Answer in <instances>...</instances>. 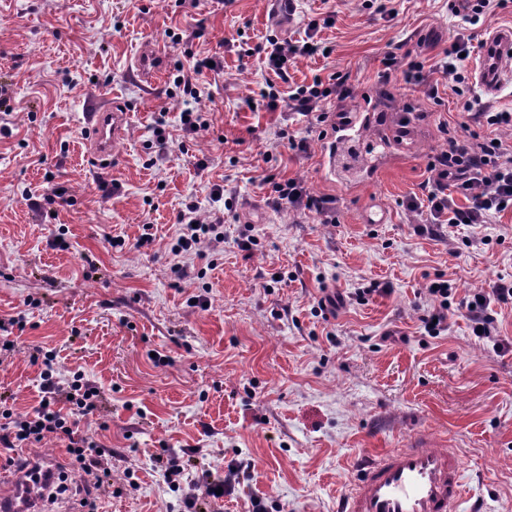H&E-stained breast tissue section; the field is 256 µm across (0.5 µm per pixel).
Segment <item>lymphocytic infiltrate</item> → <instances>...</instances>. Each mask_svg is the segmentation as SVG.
Masks as SVG:
<instances>
[{"instance_id": "lymphocytic-infiltrate-1", "label": "lymphocytic infiltrate", "mask_w": 512, "mask_h": 512, "mask_svg": "<svg viewBox=\"0 0 512 512\" xmlns=\"http://www.w3.org/2000/svg\"><path fill=\"white\" fill-rule=\"evenodd\" d=\"M491 7L492 0H448V8L458 18L459 25L436 67L448 75L455 94L466 104L472 101L473 87L460 62L463 55L471 53L473 30ZM319 27V22L313 20L307 25L305 40L291 42L271 34L265 44L253 48L254 53L264 54L268 69L276 76L275 81L266 82L260 88L253 102L254 108L294 112L310 119L306 135L297 136L284 128L277 133L279 139L285 140L288 149L297 154L308 152L310 134H317L321 139L327 137L333 127L331 104L343 102L352 95L350 77L341 72L326 79L314 77L312 82L289 88L285 93L275 86L276 80H287L290 65L300 57L321 51L322 46L315 39ZM382 65L384 83H391L398 75L427 99L437 100L438 86L431 81L426 59L419 48L401 54L387 52ZM208 68L204 58L189 65L180 61L174 64L170 92L182 100L180 120L185 131L191 133L206 127L197 105L200 101L198 78ZM426 172L420 195L411 196L404 202L406 209L423 210L429 216L427 223L418 225L419 233H434L436 224L443 218L452 224L478 228L492 215L512 210L511 143L497 142L493 137L476 132L466 138L449 133L447 150L428 159ZM262 182L269 187L268 199L273 207L314 214L325 223H335L336 198L313 195L299 179L278 173L265 175ZM460 196L465 198V205H457L456 199ZM197 210V204L190 202L177 215L180 234L171 252L177 258L173 270L181 277L188 276L191 270L186 255H202L204 248L216 249L224 242L223 215L216 213L210 220L203 221L197 219ZM428 293L434 298L435 306L430 316L423 319L424 329L428 335L437 336L448 328V310L454 305L450 302L452 288L447 281H435L430 284ZM494 302H512V279L499 280L488 292H472L454 306L463 310L474 336L496 343L500 336L496 319L489 311ZM41 363V401L33 413L24 416L8 409L0 411V447L26 448L52 436L64 437L68 441L65 453L71 466L80 470L85 480L96 488L109 491L112 487L111 453L94 437L72 429L74 420L97 410L98 389L77 380L62 383L55 374L51 354H43Z\"/></svg>"}]
</instances>
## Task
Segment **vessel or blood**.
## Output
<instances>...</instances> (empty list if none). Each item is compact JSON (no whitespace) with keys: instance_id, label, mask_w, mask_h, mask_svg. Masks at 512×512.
<instances>
[{"instance_id":"b4317fda","label":"vessel or blood","mask_w":512,"mask_h":512,"mask_svg":"<svg viewBox=\"0 0 512 512\" xmlns=\"http://www.w3.org/2000/svg\"><path fill=\"white\" fill-rule=\"evenodd\" d=\"M475 80L485 96H498L512 83V27L489 33L474 68ZM87 143L95 158L108 160L112 146L130 115L118 103L94 101L85 107ZM357 134L355 122L338 125L331 147L322 152L319 166L332 171L339 151ZM54 465L34 461L10 473L9 486L0 491V512H34L54 474ZM465 495L460 456L445 439L427 433L414 435L402 448L363 460L351 491L338 512H452Z\"/></svg>"}]
</instances>
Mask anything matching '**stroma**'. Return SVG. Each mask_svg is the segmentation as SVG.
Returning <instances> with one entry per match:
<instances>
[{
	"instance_id": "35a3bbf8",
	"label": "stroma",
	"mask_w": 512,
	"mask_h": 512,
	"mask_svg": "<svg viewBox=\"0 0 512 512\" xmlns=\"http://www.w3.org/2000/svg\"><path fill=\"white\" fill-rule=\"evenodd\" d=\"M295 6L276 16L266 0H0V80L13 105L0 118V320L24 324L0 356V394L18 412L38 406L37 347L55 352L62 378L79 374L99 390L97 411L80 423L112 451V494L93 495L99 512H184L191 489L154 471L161 452L190 461L191 479L217 481L253 461L222 512H252L256 501L264 512H336L355 459L403 447L420 428L452 442L483 512H512V347L494 350L454 309L440 336L422 323L432 281L449 280L461 298L512 278V211L476 232L418 234L424 217L402 202L420 194L427 157L448 145L445 128L469 135V112L439 72V101L401 82L380 94L386 52L418 43L430 62L441 58L456 24L448 0H389L385 17L370 0ZM329 15L316 38L332 54L299 59L292 81L342 71L380 112L413 103L425 118L411 160L393 161L389 148L355 178L330 180L318 166L324 141L311 139L298 157L276 136L282 126L305 132L307 117L246 106L266 72L258 57H239L240 40L254 45L273 31L301 39L310 20ZM150 46L169 65L219 59L199 80L206 130L183 129L169 73L138 81ZM89 100L131 114L106 166L85 145ZM161 118L169 157L158 163ZM266 152L274 171L336 197L335 223L268 203ZM103 181L118 192L103 197ZM57 184L70 204L29 208L27 196ZM217 185L232 206L212 200ZM191 199L200 217L224 215L223 247L194 261L201 280L171 270L176 216ZM373 203L387 223H362ZM246 233L258 240L249 254L237 246ZM116 237L124 248H112ZM373 283L388 294L360 299ZM326 292L345 303L325 318L317 302ZM194 296L204 306H191Z\"/></svg>"
}]
</instances>
